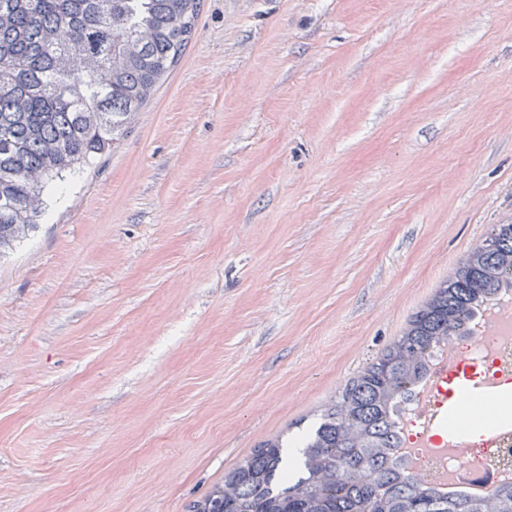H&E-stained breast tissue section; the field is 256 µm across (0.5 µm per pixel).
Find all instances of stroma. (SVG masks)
Returning <instances> with one entry per match:
<instances>
[{
	"label": "stroma",
	"instance_id": "1",
	"mask_svg": "<svg viewBox=\"0 0 512 512\" xmlns=\"http://www.w3.org/2000/svg\"><path fill=\"white\" fill-rule=\"evenodd\" d=\"M512 214V0H202L0 258V512H186Z\"/></svg>",
	"mask_w": 512,
	"mask_h": 512
}]
</instances>
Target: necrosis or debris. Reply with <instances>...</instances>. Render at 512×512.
Masks as SVG:
<instances>
[{"label": "necrosis or debris", "instance_id": "1", "mask_svg": "<svg viewBox=\"0 0 512 512\" xmlns=\"http://www.w3.org/2000/svg\"><path fill=\"white\" fill-rule=\"evenodd\" d=\"M489 326L468 336L466 345L452 344L438 351L424 385L405 404L401 419L402 445L416 471L432 485L456 488V473L466 467L480 474L512 473V434L489 437L457 427L453 433L461 447L452 452L445 440L427 433L426 426L450 392L458 375L482 384L512 387V294L500 296L489 307Z\"/></svg>", "mask_w": 512, "mask_h": 512}]
</instances>
